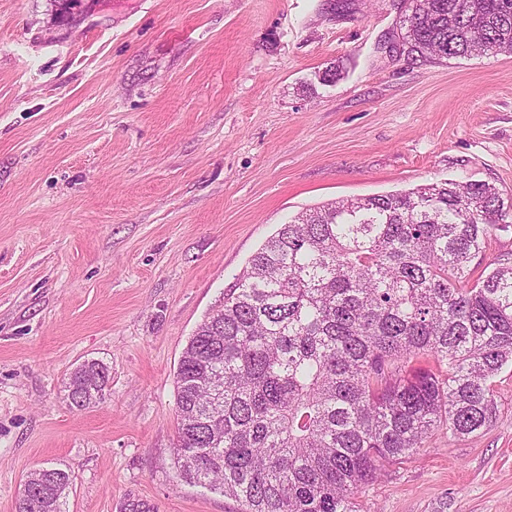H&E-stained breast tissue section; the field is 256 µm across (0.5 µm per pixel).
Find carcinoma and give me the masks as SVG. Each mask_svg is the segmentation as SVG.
<instances>
[{"mask_svg":"<svg viewBox=\"0 0 512 512\" xmlns=\"http://www.w3.org/2000/svg\"><path fill=\"white\" fill-rule=\"evenodd\" d=\"M419 57L512 51V0H411ZM512 198L482 182L327 203L283 224L224 289L176 371L177 476L241 512H360L357 495L434 430L496 416L512 364V265L475 275ZM80 364L70 406L103 397ZM70 474L33 472L16 512H64Z\"/></svg>","mask_w":512,"mask_h":512,"instance_id":"obj_1","label":"carcinoma"}]
</instances>
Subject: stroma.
<instances>
[{"mask_svg":"<svg viewBox=\"0 0 512 512\" xmlns=\"http://www.w3.org/2000/svg\"><path fill=\"white\" fill-rule=\"evenodd\" d=\"M61 8L0 0V512L43 466L70 472L66 512H240L176 477L189 338L302 212L448 180L512 197V54L408 55L405 0ZM87 360L110 382L77 410ZM494 398L364 512H512L511 365ZM108 381V369L103 363L91 360L80 364L66 382L70 406L81 409L97 403L102 399Z\"/></svg>","mask_w":512,"mask_h":512,"instance_id":"35a3bbf8","label":"stroma"}]
</instances>
